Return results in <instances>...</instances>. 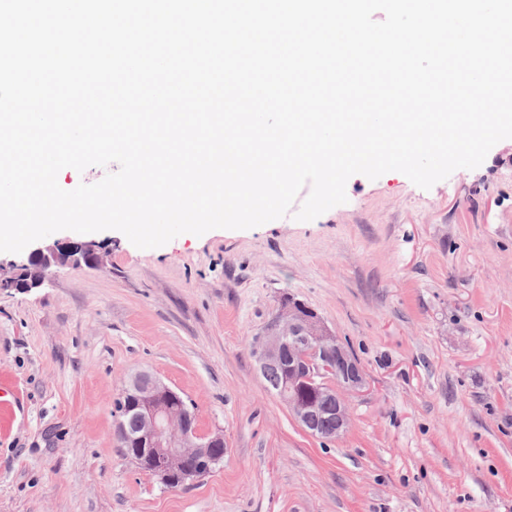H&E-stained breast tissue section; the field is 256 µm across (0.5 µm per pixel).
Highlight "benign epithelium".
Instances as JSON below:
<instances>
[{
	"label": "benign epithelium",
	"mask_w": 512,
	"mask_h": 512,
	"mask_svg": "<svg viewBox=\"0 0 512 512\" xmlns=\"http://www.w3.org/2000/svg\"><path fill=\"white\" fill-rule=\"evenodd\" d=\"M105 257L94 241L39 247L21 261L0 263V289L29 292L42 287L54 267L96 268L104 265ZM252 352L262 373L275 365H288L281 399L304 430L320 434L315 421L329 417L335 424L333 438L347 433L351 418L344 394L363 391L366 373L314 310L297 300H286L254 339ZM302 380L327 394L329 402L321 406L300 401L296 391ZM122 402L139 427L131 435L117 423L121 446L149 460L151 472L167 488L177 489L203 477L224 460V432L200 433L179 406V393L154 375L138 373L123 391Z\"/></svg>",
	"instance_id": "benign-epithelium-1"
}]
</instances>
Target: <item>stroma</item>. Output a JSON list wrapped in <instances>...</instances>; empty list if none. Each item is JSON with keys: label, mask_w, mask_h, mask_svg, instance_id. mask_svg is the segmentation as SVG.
Listing matches in <instances>:
<instances>
[{"label": "stroma", "mask_w": 512, "mask_h": 512, "mask_svg": "<svg viewBox=\"0 0 512 512\" xmlns=\"http://www.w3.org/2000/svg\"><path fill=\"white\" fill-rule=\"evenodd\" d=\"M310 222L135 247L104 267L0 291V512H512V139L430 189L346 183ZM360 360L335 441L306 433L252 355L284 297ZM224 433L179 489L120 453L115 402L137 371Z\"/></svg>", "instance_id": "obj_1"}]
</instances>
